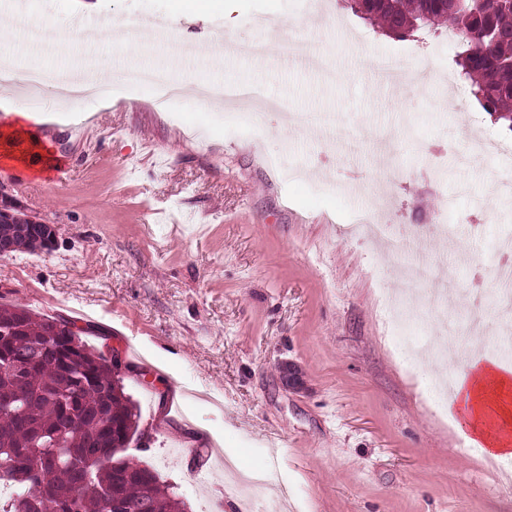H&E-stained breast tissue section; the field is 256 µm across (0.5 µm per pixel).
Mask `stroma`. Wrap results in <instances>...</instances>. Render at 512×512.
<instances>
[{
  "label": "stroma",
  "mask_w": 512,
  "mask_h": 512,
  "mask_svg": "<svg viewBox=\"0 0 512 512\" xmlns=\"http://www.w3.org/2000/svg\"><path fill=\"white\" fill-rule=\"evenodd\" d=\"M84 2L0 0V25L30 14L66 36L58 54L24 64L149 66L187 93L172 104L111 80L68 108L52 87L40 92L36 109L50 124L42 141L68 177L13 160L0 137V189L58 238L48 252L0 257V299L52 316L79 309L90 344L119 349L140 425L153 431L128 457L175 485L187 512L240 503L230 457L276 466L288 512H512V458L473 448L423 379L430 358L410 367L398 353L384 297L403 288L401 257L350 230L386 162L402 166L407 177L384 215L390 230L416 236L445 206L456 229L422 239L419 294L447 279V319L466 336L477 272L490 314L512 204L477 214L496 159L464 167L458 158L468 129L504 131L465 84L452 91L442 80L459 44L387 35L341 0L325 16L308 0H202L188 10L175 0H100L91 13ZM151 16L168 27L147 52L87 41ZM291 39L329 60L330 73L287 55ZM258 42L268 45L259 64ZM401 48L418 79L396 86L373 63ZM206 82L259 85L287 112L332 117L333 130L302 132L274 114L256 130L225 124L196 100ZM425 144L444 148L440 168L430 169Z\"/></svg>",
  "instance_id": "obj_1"
}]
</instances>
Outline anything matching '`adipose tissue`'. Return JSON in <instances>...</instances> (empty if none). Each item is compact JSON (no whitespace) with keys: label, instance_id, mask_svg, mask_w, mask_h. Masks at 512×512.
Segmentation results:
<instances>
[{"label":"adipose tissue","instance_id":"ef3b65f1","mask_svg":"<svg viewBox=\"0 0 512 512\" xmlns=\"http://www.w3.org/2000/svg\"><path fill=\"white\" fill-rule=\"evenodd\" d=\"M8 137L21 144L19 158L34 162L47 149L32 127L39 117L28 108H13ZM444 403L450 415L458 417L474 435L473 445L499 458L512 457V437L504 430L512 424V368L492 360L471 358L452 386Z\"/></svg>","mask_w":512,"mask_h":512}]
</instances>
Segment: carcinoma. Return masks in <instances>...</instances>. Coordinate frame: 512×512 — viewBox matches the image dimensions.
<instances>
[{
	"instance_id": "1",
	"label": "carcinoma",
	"mask_w": 512,
	"mask_h": 512,
	"mask_svg": "<svg viewBox=\"0 0 512 512\" xmlns=\"http://www.w3.org/2000/svg\"><path fill=\"white\" fill-rule=\"evenodd\" d=\"M347 8L382 31L406 38L417 32H457L459 75L473 99L512 133V0H345ZM0 478L17 494L0 512H174L182 502L174 487L124 455L140 427L138 408L112 370V354L83 339L84 330L59 316L0 303ZM34 349L23 379H14V355ZM88 418L85 430L68 420ZM95 436L102 457L86 455ZM54 461L38 468L32 450Z\"/></svg>"
}]
</instances>
